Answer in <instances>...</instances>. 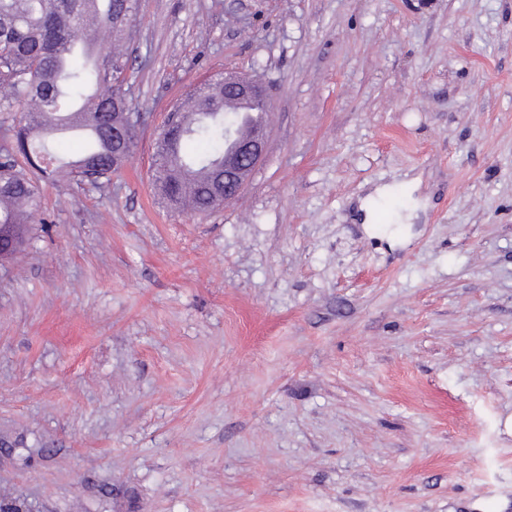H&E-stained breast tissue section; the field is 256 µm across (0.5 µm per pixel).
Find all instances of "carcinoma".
<instances>
[{
	"label": "carcinoma",
	"mask_w": 512,
	"mask_h": 512,
	"mask_svg": "<svg viewBox=\"0 0 512 512\" xmlns=\"http://www.w3.org/2000/svg\"><path fill=\"white\" fill-rule=\"evenodd\" d=\"M136 0H0V112L19 116L3 129L0 143V235L21 246L36 223L40 208L37 186L25 171L43 176L60 172L83 182L85 168H100L110 181L116 146L114 112L129 110L125 89L127 61L100 37L117 19L127 28L114 32L130 38ZM186 134L158 141V168L169 171L156 187L169 204L206 213L224 204V108L209 98L196 101ZM80 127L88 144L73 161L64 160L53 142L58 131ZM196 141L204 148L193 155L182 151Z\"/></svg>",
	"instance_id": "cac0c4a2"
}]
</instances>
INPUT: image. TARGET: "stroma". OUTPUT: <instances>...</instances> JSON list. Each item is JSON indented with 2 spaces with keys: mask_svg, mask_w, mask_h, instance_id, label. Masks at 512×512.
Wrapping results in <instances>:
<instances>
[{
  "mask_svg": "<svg viewBox=\"0 0 512 512\" xmlns=\"http://www.w3.org/2000/svg\"><path fill=\"white\" fill-rule=\"evenodd\" d=\"M127 165L38 182L0 265V507L512 512V0H137ZM227 69L266 157L206 214L152 181ZM388 239L360 203L396 185ZM214 94L238 103H264L268 106L269 96L265 84L254 77L237 72H224L222 79L211 83Z\"/></svg>",
  "mask_w": 512,
  "mask_h": 512,
  "instance_id": "35a3bbf8",
  "label": "stroma"
}]
</instances>
